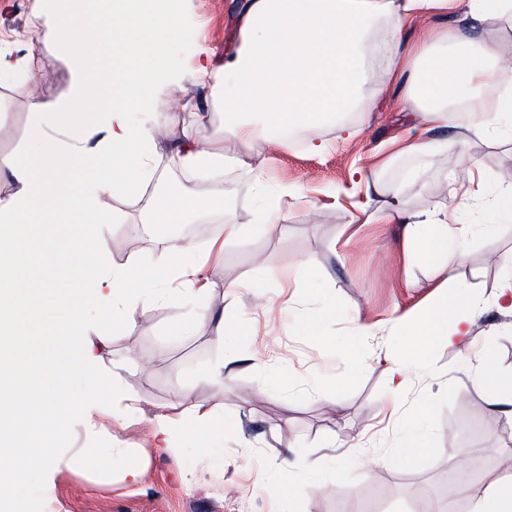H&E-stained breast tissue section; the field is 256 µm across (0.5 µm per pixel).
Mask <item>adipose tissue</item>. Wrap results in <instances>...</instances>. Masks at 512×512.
I'll use <instances>...</instances> for the list:
<instances>
[{
  "label": "adipose tissue",
  "mask_w": 512,
  "mask_h": 512,
  "mask_svg": "<svg viewBox=\"0 0 512 512\" xmlns=\"http://www.w3.org/2000/svg\"><path fill=\"white\" fill-rule=\"evenodd\" d=\"M48 22L39 42L56 45L71 56L78 78L69 100L56 104L34 98V130L26 157L7 163L13 182L10 194L0 196V346L24 336L7 291L15 287L13 268L17 241L31 216L45 210L79 214V223L49 225L43 230L46 257L78 267L76 277L50 285L30 278L26 291L45 295L44 311L58 321L60 344L79 349L71 363L56 366L54 384H45L26 362L0 366V457L10 462L0 474V495L41 471L53 475L51 439L74 414L96 427L92 402L111 395L108 386L91 384L83 392L72 389L75 369L93 367L97 355L82 348L86 307L80 303L92 292L97 315L108 318L103 342L123 335L141 305L167 304L181 298L206 309L207 298L219 283L198 257L191 241L162 237L165 269L150 275L136 268H107L98 227L107 220L104 196L132 195L145 201L153 223L174 227L193 222L203 202L199 179L222 176L224 163L234 159L249 167L245 157H230L225 142L200 145L191 129H184L168 165L186 178L173 191L148 192L160 160L153 148L152 128L170 124L176 114L159 110L165 86L173 81L169 45L182 30L180 0H45ZM461 16L489 31L512 22V0H239V45L224 61L201 56L184 71V79L201 87H225L224 130L233 137L261 145L285 143L289 134L333 119L347 111L365 83V64L372 53L382 57L381 75H396V45L403 30L422 18L440 13ZM118 48L132 65L118 81L112 98H103L100 85L107 75L98 65L104 46ZM412 74L407 97L417 114L419 135L404 152L427 157L442 144L435 129L447 126L457 102H465L467 134L496 143L512 140V68L502 65L494 47L469 41L445 48L425 40L409 64ZM496 88L500 97L487 105L482 92ZM141 121H134V114ZM463 201L494 194L512 207V180L489 185L478 165L468 169ZM366 223L400 224L408 255L437 261L452 255L465 267L469 254L459 241L463 230L457 213L414 210L399 205L387 213H367ZM444 290L420 317L397 318L403 355H384L389 383L402 387L409 356L427 353L435 344H466L473 332L479 302L469 282L449 276ZM156 439L193 438L198 446H216L224 437L223 415L200 408L188 392L175 396L170 412L152 421ZM470 512H512V480L470 484L466 488Z\"/></svg>",
  "instance_id": "obj_1"
}]
</instances>
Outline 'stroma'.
<instances>
[{"instance_id":"1","label":"stroma","mask_w":512,"mask_h":512,"mask_svg":"<svg viewBox=\"0 0 512 512\" xmlns=\"http://www.w3.org/2000/svg\"><path fill=\"white\" fill-rule=\"evenodd\" d=\"M236 0H181L185 26L170 45L169 63L185 71L200 52L224 56L238 43ZM41 21L34 0H0V48L24 59L21 70L0 80V162L22 158L33 127L27 85L38 77L44 99L65 100L75 82V66L61 49L37 42ZM455 16L428 17L406 30L399 47V67L392 83L382 84L375 71L357 106L335 122L290 137L287 146L256 152L236 141L237 153L250 156L248 169L225 167L220 183L201 185L209 203L200 223L189 232L199 249L224 239V251L210 259L224 285L208 298L205 311L174 303L139 308L124 335L113 337L97 366V375L117 382L109 412L88 429L74 416L54 438L55 470L51 480L33 472L13 488L9 508L0 512H419L431 502L464 501L466 484L512 476V424L492 417L487 390L478 379L481 358L492 353L500 372H512V317L494 305L501 277L512 268V218L494 205H475L462 216L466 224L493 225L492 233L469 239L468 277L481 299L470 345L461 351L437 345L430 354L433 370L410 368L394 394L398 413L410 417L430 406L426 425L430 453L398 454V434L385 409L389 392L384 364L377 355L396 348L395 320L425 310L441 282L434 269L408 257L398 224H366L360 215L367 180L378 178L385 205L409 174L422 169L425 188L409 195L417 210H455L458 197L446 187L447 176L467 177L469 163L491 176L512 170V141L494 145L460 138L456 125L437 129L447 150L421 161L405 154L391 157V140L417 135L412 113L404 109L409 62L421 40L453 34ZM165 99L191 103L173 126L159 127L154 142L167 155L183 128L213 141L224 135V106L209 90L181 81L170 83ZM355 136L345 139L340 126ZM325 142L320 153L309 141ZM265 177L272 187H298L302 195L270 231L258 221L254 182ZM230 206H222L223 195ZM102 207L113 222L100 225L107 262L114 266L152 267L162 259L159 239L165 228L143 221L142 200L106 196ZM78 216L47 212L33 217L20 244V278L36 275L47 283L72 276L68 267L46 261L40 243L43 225H71ZM241 225V235L225 240L224 226ZM311 271H304L306 262ZM277 271L263 283L262 301L250 285L258 267ZM236 284V292L225 284ZM337 308L323 323L325 340L303 335L296 319L321 308L322 298ZM15 308L25 328L17 348L40 363L45 373L71 360L61 348L56 323L39 311V298L16 290ZM195 320L194 333L179 326ZM236 337L234 355L214 343L217 330ZM355 336L362 357L349 360L332 341ZM223 365L224 384L202 375ZM222 413L224 441L206 453L190 440L163 444L153 439L150 420L166 412L177 390ZM91 448H110L107 466L86 464ZM473 450V466L460 471L459 449ZM288 465L294 498L272 490L281 465ZM142 475L124 478L128 466Z\"/></svg>"}]
</instances>
